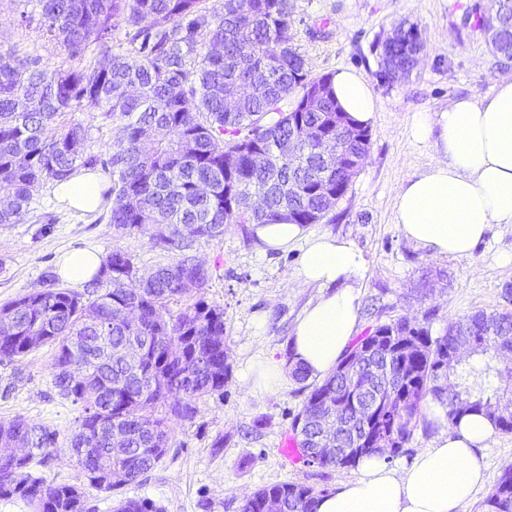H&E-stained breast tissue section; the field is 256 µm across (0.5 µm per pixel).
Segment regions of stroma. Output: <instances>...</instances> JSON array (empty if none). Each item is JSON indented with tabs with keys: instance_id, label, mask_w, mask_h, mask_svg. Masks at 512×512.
Returning <instances> with one entry per match:
<instances>
[{
	"instance_id": "1",
	"label": "stroma",
	"mask_w": 512,
	"mask_h": 512,
	"mask_svg": "<svg viewBox=\"0 0 512 512\" xmlns=\"http://www.w3.org/2000/svg\"><path fill=\"white\" fill-rule=\"evenodd\" d=\"M488 0H291V33L312 74L349 68L367 80L378 105L369 156L347 194L314 233L352 241L365 269L359 290V335L399 318L428 325L433 335L478 310L506 309L499 261L512 255V227L493 226L468 258L434 255L401 233L393 222L395 190L406 176L428 170L433 146L412 142L408 129L418 112H436L454 98L491 94L497 78L512 77V63L493 53L475 16ZM39 0H0V49L39 57L42 67L64 65L66 56L41 28ZM417 24L426 46L410 76L387 86L376 78V44L402 20ZM108 210H66L52 186L35 195L20 223L0 226V304L44 289L60 258L76 248L108 255L120 248L134 255L141 271L169 264L175 254L153 247L138 234L116 236ZM194 253L210 270L208 303L224 310V344L230 370L223 395L196 399V413L176 425L171 448L137 482L109 492H92L96 512H114L119 500L146 498L163 512H241L255 491L296 483L331 493L350 469H325L286 459L284 439L307 392L290 375L274 390L255 388L249 368L271 355L288 360V341L303 309L319 290L297 278L299 247L262 251L256 239L230 225L224 235L199 242ZM54 350L43 347L23 359L0 364V418L20 416L59 433L43 476L82 484L68 436L79 409L52 383ZM487 482L460 512H484V501L504 468L512 465V433L496 432L478 450Z\"/></svg>"
}]
</instances>
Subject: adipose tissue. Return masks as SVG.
<instances>
[{"label":"adipose tissue","instance_id":"adipose-tissue-1","mask_svg":"<svg viewBox=\"0 0 512 512\" xmlns=\"http://www.w3.org/2000/svg\"><path fill=\"white\" fill-rule=\"evenodd\" d=\"M332 88L357 123L372 120L376 102L361 75L339 70ZM410 136L433 145L435 162L403 179L395 193L394 222L404 237L434 253L466 258L492 225H512V78L498 79L483 98L454 99L440 111L418 113ZM105 189L99 175L79 170L55 185L54 194L68 207L92 212L101 206ZM254 233L266 250L300 245L297 277L321 293L293 328L291 355L310 374H327L360 323L361 253L349 239L298 224H258ZM494 433L486 418L468 415L404 469L379 456L362 458L354 477L320 498L317 512H459L487 480L476 450Z\"/></svg>","mask_w":512,"mask_h":512}]
</instances>
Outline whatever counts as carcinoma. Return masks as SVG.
<instances>
[{
  "mask_svg": "<svg viewBox=\"0 0 512 512\" xmlns=\"http://www.w3.org/2000/svg\"><path fill=\"white\" fill-rule=\"evenodd\" d=\"M42 24L67 54L48 71L15 52L0 54V226L17 224L44 185L79 167L102 165L112 178L109 221L117 234L139 233L178 252L172 263L140 272L131 254L112 250L83 293L49 288L0 305V364L49 346L53 384L82 407L70 432L75 466L88 487L112 492L153 470L168 454L172 424L193 417L183 397L224 393L229 364L224 309L204 298L175 313L170 304L208 287L194 245L230 224H316L343 198L366 160L371 134L341 111L332 75H312L293 43L290 0H40ZM477 26L496 54L512 60V0H492ZM124 28L130 49L113 52ZM92 57H86V52ZM417 25L382 43L376 77L409 74L423 59ZM102 107L119 123L108 158L88 151L90 127L69 118ZM337 140L341 164L317 146ZM265 156L260 162L255 156ZM132 342L141 359L127 357ZM352 372L351 353L309 385L293 429L302 456L322 468L350 469L365 456L395 457L412 439L425 404L438 403L448 425L479 414L512 432V372L492 362L512 356V311L478 310L441 336L401 318L381 325ZM382 393L387 403L363 418L356 406ZM341 419L335 457H319L322 426ZM386 435L394 448L356 437ZM59 433L24 418H0V439L29 448L0 459V500L19 498L33 512H91L84 488L34 473L53 460ZM90 447L84 448V442ZM116 476L112 482L108 475ZM322 493L283 483L245 500L242 512H317ZM485 512H512V466L486 499ZM117 512H157L125 498Z\"/></svg>",
  "mask_w": 512,
  "mask_h": 512,
  "instance_id": "1",
  "label": "carcinoma"
}]
</instances>
